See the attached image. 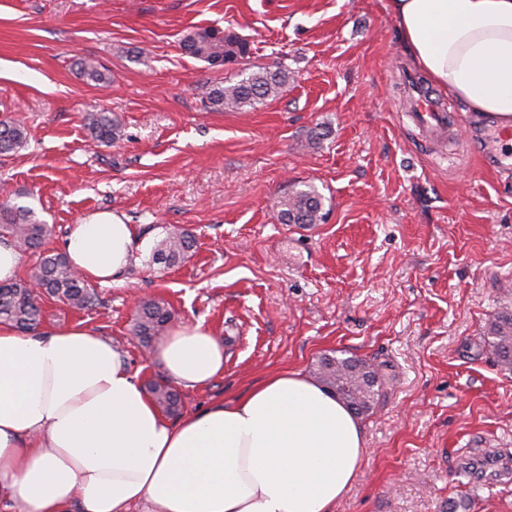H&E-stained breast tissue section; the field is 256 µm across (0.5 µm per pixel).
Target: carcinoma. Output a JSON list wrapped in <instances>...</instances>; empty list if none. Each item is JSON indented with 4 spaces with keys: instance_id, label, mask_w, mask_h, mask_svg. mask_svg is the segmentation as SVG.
<instances>
[{
    "instance_id": "carcinoma-1",
    "label": "carcinoma",
    "mask_w": 512,
    "mask_h": 512,
    "mask_svg": "<svg viewBox=\"0 0 512 512\" xmlns=\"http://www.w3.org/2000/svg\"><path fill=\"white\" fill-rule=\"evenodd\" d=\"M184 52L212 65L234 64L250 53L246 40L226 37L220 28H203L187 34L182 42ZM81 75L95 83H107L110 75L96 61L84 58L78 62ZM288 70L260 67L245 72L239 79L223 85L202 88L203 102L215 111L241 110L268 98L280 96L288 87ZM86 127L96 144L112 145L123 139L122 120L111 112H90ZM27 128L19 119L0 120V155L23 148ZM281 223L303 226L325 220L322 195L315 189H298L274 202ZM50 229L36 212L25 206L0 205V236L8 237L17 250L34 257L26 277L0 283V323L12 325L24 332H33L41 324L45 299L59 301L81 311L94 304L95 289L68 263L61 253L41 250ZM194 237L186 229L173 230L155 246L153 259L167 266L187 260L194 249ZM172 313L165 302L147 299L139 305L133 323V335L148 349L165 335ZM484 343L492 352L500 370L512 374V312L503 311L492 321L484 334ZM316 378L350 408L362 416L372 408L377 374L370 364L352 357L338 359L322 355L315 370ZM147 391L158 407L174 415L181 406L179 392L169 383L149 381Z\"/></svg>"
}]
</instances>
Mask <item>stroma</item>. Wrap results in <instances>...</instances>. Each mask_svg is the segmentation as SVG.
Returning <instances> with one entry per match:
<instances>
[{
	"label": "stroma",
	"mask_w": 512,
	"mask_h": 512,
	"mask_svg": "<svg viewBox=\"0 0 512 512\" xmlns=\"http://www.w3.org/2000/svg\"><path fill=\"white\" fill-rule=\"evenodd\" d=\"M386 0H0V119L28 140L0 156V204L32 207L58 252L72 225L109 212L143 246L123 282L77 313L43 303V328L74 324L120 351L140 382L165 380L132 334L135 298L224 343V372L181 390L183 412L229 402L269 373L311 371L325 353L367 361L381 397L364 417L365 459L335 512H512V375L483 342L512 310V168L485 121L457 117L431 144L405 116L416 72ZM247 40L240 63L189 57L186 33ZM92 58L111 82L75 63ZM253 65L287 69V90L242 111L205 108L203 85ZM124 137L93 143L87 113ZM315 186L327 217L280 223L271 207ZM195 237L174 267L153 262L168 230Z\"/></svg>",
	"instance_id": "1"
}]
</instances>
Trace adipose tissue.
I'll list each match as a JSON object with an SVG mask.
<instances>
[{
    "label": "adipose tissue",
    "mask_w": 512,
    "mask_h": 512,
    "mask_svg": "<svg viewBox=\"0 0 512 512\" xmlns=\"http://www.w3.org/2000/svg\"><path fill=\"white\" fill-rule=\"evenodd\" d=\"M398 38L433 84L512 127V0H387ZM131 225L96 214L64 241L87 280L122 281ZM154 356L185 389L224 371L203 325L171 329ZM368 450L358 418L301 372L171 422L112 344L75 324H0V497L24 512H334Z\"/></svg>",
    "instance_id": "obj_1"
}]
</instances>
